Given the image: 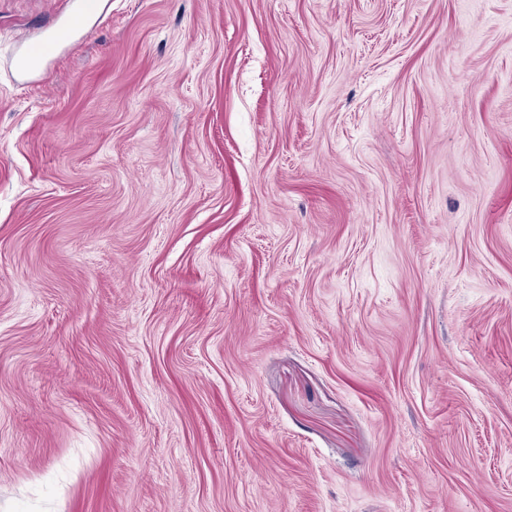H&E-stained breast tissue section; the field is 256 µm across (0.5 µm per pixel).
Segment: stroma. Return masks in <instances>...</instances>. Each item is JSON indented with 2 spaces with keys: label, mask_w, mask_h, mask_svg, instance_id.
I'll use <instances>...</instances> for the list:
<instances>
[{
  "label": "stroma",
  "mask_w": 512,
  "mask_h": 512,
  "mask_svg": "<svg viewBox=\"0 0 512 512\" xmlns=\"http://www.w3.org/2000/svg\"><path fill=\"white\" fill-rule=\"evenodd\" d=\"M0 0V512H512V0ZM107 2V0H74L68 22L70 35L79 27L94 24L98 16L106 8Z\"/></svg>",
  "instance_id": "1"
}]
</instances>
